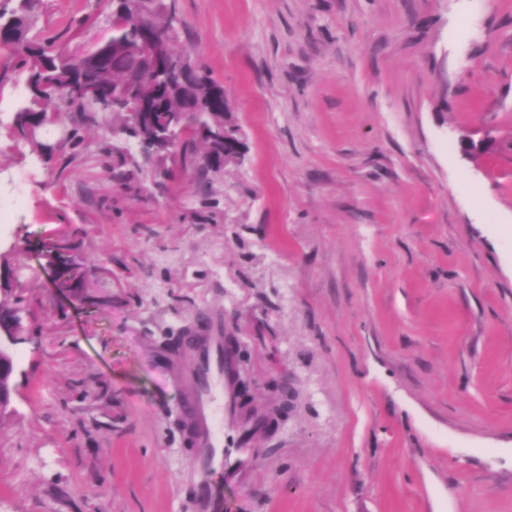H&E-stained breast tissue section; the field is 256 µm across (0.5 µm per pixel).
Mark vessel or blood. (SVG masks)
Wrapping results in <instances>:
<instances>
[{"instance_id":"b4317fda","label":"vessel or blood","mask_w":512,"mask_h":512,"mask_svg":"<svg viewBox=\"0 0 512 512\" xmlns=\"http://www.w3.org/2000/svg\"><path fill=\"white\" fill-rule=\"evenodd\" d=\"M232 361L224 352L221 325L199 328L184 362L186 395L181 405L184 430L195 446L199 480L195 512H223L220 475L228 467L224 443L225 412L231 405Z\"/></svg>"}]
</instances>
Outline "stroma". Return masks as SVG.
Masks as SVG:
<instances>
[{"label": "stroma", "instance_id": "stroma-1", "mask_svg": "<svg viewBox=\"0 0 512 512\" xmlns=\"http://www.w3.org/2000/svg\"><path fill=\"white\" fill-rule=\"evenodd\" d=\"M101 0H32L55 49ZM177 49L224 87L247 152L201 191L165 158L112 180L15 133L0 48V271L36 320L0 413V512H193L185 381L165 341L239 337L224 512H512V0H177ZM96 25H89V18ZM67 240L71 272L46 256ZM293 398L271 412L274 385Z\"/></svg>", "mask_w": 512, "mask_h": 512}]
</instances>
